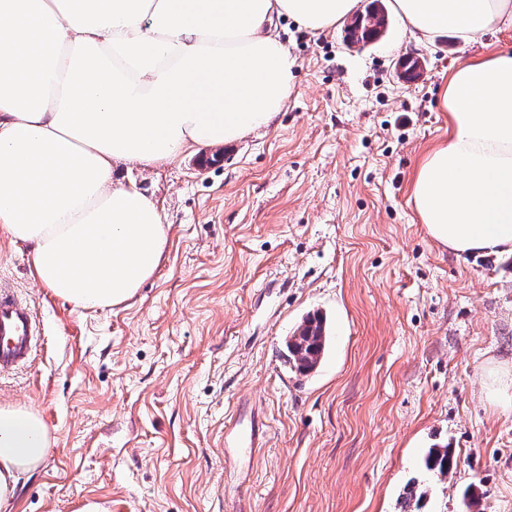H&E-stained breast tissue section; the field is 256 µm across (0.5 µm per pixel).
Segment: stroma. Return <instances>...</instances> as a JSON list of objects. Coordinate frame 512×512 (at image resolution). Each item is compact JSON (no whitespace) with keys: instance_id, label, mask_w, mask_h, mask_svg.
I'll list each match as a JSON object with an SVG mask.
<instances>
[{"instance_id":"35a3bbf8","label":"stroma","mask_w":512,"mask_h":512,"mask_svg":"<svg viewBox=\"0 0 512 512\" xmlns=\"http://www.w3.org/2000/svg\"><path fill=\"white\" fill-rule=\"evenodd\" d=\"M275 26L296 67L269 127L116 170L169 238L134 299L75 310L0 232V283L41 323L0 402L35 408L52 435L13 512H512V409L491 393L494 372L512 375V257L441 247L409 198L448 136V77L483 44H419L395 17L362 48L341 26ZM409 53L424 67L406 81ZM314 311L329 346L302 376L286 342ZM239 404L268 442L228 464ZM444 444L445 477L422 464Z\"/></svg>"}]
</instances>
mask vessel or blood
Masks as SVG:
<instances>
[{
	"label": "vessel or blood",
	"instance_id": "obj_1",
	"mask_svg": "<svg viewBox=\"0 0 512 512\" xmlns=\"http://www.w3.org/2000/svg\"><path fill=\"white\" fill-rule=\"evenodd\" d=\"M39 327L30 308L16 291L0 284V372L9 373L26 366L37 342ZM261 435L256 419H244L234 413L224 428L225 447L251 451L261 447Z\"/></svg>",
	"mask_w": 512,
	"mask_h": 512
}]
</instances>
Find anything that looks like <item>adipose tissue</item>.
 <instances>
[{"mask_svg": "<svg viewBox=\"0 0 512 512\" xmlns=\"http://www.w3.org/2000/svg\"><path fill=\"white\" fill-rule=\"evenodd\" d=\"M359 0H0V231L31 247L35 277L76 309L126 303L168 245L156 202L118 166L171 162L269 125L296 66L272 28L319 33ZM416 41H468L512 23V0H393ZM448 137L417 165L410 199L457 256L512 254V51L453 71ZM40 413L0 404V512L38 470Z\"/></svg>", "mask_w": 512, "mask_h": 512, "instance_id": "1", "label": "adipose tissue"}]
</instances>
